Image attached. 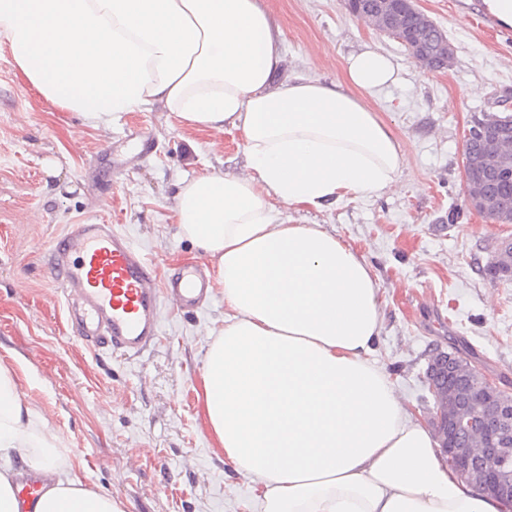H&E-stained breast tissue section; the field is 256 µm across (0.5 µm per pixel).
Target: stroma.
<instances>
[{
	"mask_svg": "<svg viewBox=\"0 0 512 512\" xmlns=\"http://www.w3.org/2000/svg\"><path fill=\"white\" fill-rule=\"evenodd\" d=\"M260 4L282 32L276 82L295 73L342 78L346 56L366 45L398 67V82L370 104L406 153L401 189L283 212L292 224L324 225L376 275L383 326L372 360L426 425L433 348L459 352L512 393V279L483 273L512 241V224L471 210L463 178L473 118L512 111V46L481 27L483 0H417L455 48L443 71L412 62L345 0ZM143 134L155 152L113 171L102 150ZM242 143L237 131L190 128L156 110L90 123L31 88L0 40V367L36 424L59 436L70 477L121 500L125 512L252 510V482L225 464L204 413L202 369L228 313L224 291L215 286L197 312L165 310L157 343L140 356L93 350L68 327L49 247L66 225L94 221L117 225L160 268L202 260L172 221L175 183L246 174Z\"/></svg>",
	"mask_w": 512,
	"mask_h": 512,
	"instance_id": "obj_1",
	"label": "stroma"
}]
</instances>
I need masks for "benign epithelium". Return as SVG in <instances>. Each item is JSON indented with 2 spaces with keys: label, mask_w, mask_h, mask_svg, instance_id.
Masks as SVG:
<instances>
[{
  "label": "benign epithelium",
  "mask_w": 512,
  "mask_h": 512,
  "mask_svg": "<svg viewBox=\"0 0 512 512\" xmlns=\"http://www.w3.org/2000/svg\"><path fill=\"white\" fill-rule=\"evenodd\" d=\"M400 8L409 13L411 24L400 31L398 40L406 47L416 64L432 68L425 41L434 37V22L415 6V0H399L381 8L379 15L387 20L388 9ZM443 56L439 68L455 61V49L444 31H439ZM476 136L480 148L464 157V181L468 188V206L482 215L502 210L496 184L512 178V158L500 155L502 143L512 137L509 127H497L488 119L475 118L466 137ZM497 274L512 273V245H503L498 259L491 264ZM426 376L433 397L448 408V418L435 424L440 454L452 459L457 469L477 491L492 496L512 508V397H494L502 388L486 378L479 385L464 378L458 356L453 351L435 348L428 358ZM473 434L487 438L488 447L475 454L463 442Z\"/></svg>",
  "instance_id": "1"
}]
</instances>
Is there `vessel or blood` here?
I'll list each match as a JSON object with an SVG mask.
<instances>
[{
	"mask_svg": "<svg viewBox=\"0 0 512 512\" xmlns=\"http://www.w3.org/2000/svg\"><path fill=\"white\" fill-rule=\"evenodd\" d=\"M50 260L72 332L92 347L134 356L160 336L161 309L202 307L212 284L201 265L158 276L127 235L109 224H71L53 240ZM18 512H36L45 487L33 476L14 486Z\"/></svg>",
	"mask_w": 512,
	"mask_h": 512,
	"instance_id": "obj_1",
	"label": "vessel or blood"
}]
</instances>
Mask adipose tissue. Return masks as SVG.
<instances>
[{"instance_id": "1", "label": "adipose tissue", "mask_w": 512, "mask_h": 512, "mask_svg": "<svg viewBox=\"0 0 512 512\" xmlns=\"http://www.w3.org/2000/svg\"><path fill=\"white\" fill-rule=\"evenodd\" d=\"M0 38L45 99L92 122L158 106L241 133L249 175L179 180L172 219L224 287L203 399L255 512H503L442 465L371 363L382 300L364 257L323 225L281 217L398 186L405 153L368 104L397 80L389 55L364 47L343 79L272 86L282 40L258 0H0ZM58 443L0 370V512H16L17 462L57 476L41 512H124L67 477Z\"/></svg>"}]
</instances>
